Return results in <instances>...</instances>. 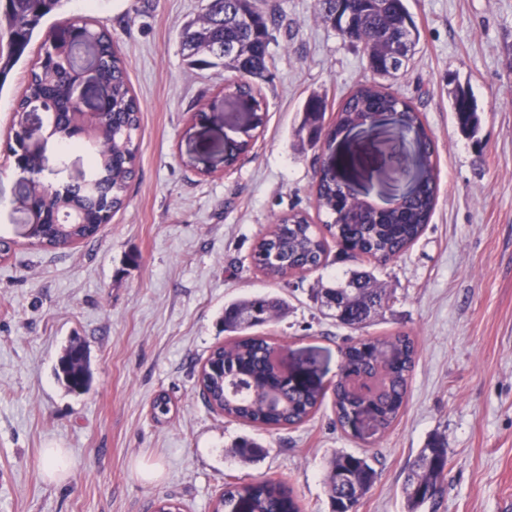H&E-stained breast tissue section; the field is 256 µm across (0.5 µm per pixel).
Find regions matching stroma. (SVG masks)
Listing matches in <instances>:
<instances>
[{
  "label": "stroma",
  "instance_id": "stroma-1",
  "mask_svg": "<svg viewBox=\"0 0 512 512\" xmlns=\"http://www.w3.org/2000/svg\"><path fill=\"white\" fill-rule=\"evenodd\" d=\"M281 15L273 77L254 98L227 96L223 68L188 66L179 40L202 0H69V15L112 32L141 105L128 200L92 239L44 249L14 208L23 175L8 154L15 104L43 52L42 34L0 88V512H213L225 483L285 481L305 512H331L325 477L332 457H367L377 479L358 512H408L410 463L434 438L448 444L445 491L420 512H512V0H406L419 31L397 77L378 78L362 46L316 15V0H256ZM381 82L414 107L435 153L439 191L418 241L383 265L331 246L324 267L273 280L250 255L275 215L329 216L316 208L324 158L296 130L305 99H325L326 122L357 86ZM469 85L481 126L465 136L449 92ZM260 102L261 127L252 125ZM250 140L226 168L227 151ZM402 160L382 168L378 152ZM337 163L355 194L384 206L422 171L414 133L385 114L349 131ZM44 175L63 185L88 169L87 155L54 142ZM371 272L387 300L366 325H339L320 295L353 272ZM284 299L285 315L260 328L292 368L331 389L341 352L358 338L408 333L418 345L406 404L382 437L361 440L336 421L331 401L299 426L265 431L224 417L205 401L198 373L232 340L226 303ZM87 350L93 382L70 392L56 369L70 343ZM165 398L169 412L154 410ZM250 437L264 453L234 454ZM63 448L61 481L41 475L42 452ZM154 470L155 479L141 477Z\"/></svg>",
  "mask_w": 512,
  "mask_h": 512
}]
</instances>
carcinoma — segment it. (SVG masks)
Segmentation results:
<instances>
[{
  "label": "carcinoma",
  "mask_w": 512,
  "mask_h": 512,
  "mask_svg": "<svg viewBox=\"0 0 512 512\" xmlns=\"http://www.w3.org/2000/svg\"><path fill=\"white\" fill-rule=\"evenodd\" d=\"M68 2L0 0V25H5L9 37L8 52L0 53V86L47 16L62 17L72 30L66 54L42 56L32 68L16 105L13 144L9 145L17 167L33 175L26 201L42 218L40 227L33 232V243L54 249L95 237L101 224L124 206L136 176L135 139L141 128L140 105L129 88L125 63L114 50L111 32L104 24L93 27L66 16ZM317 6L324 23L349 42L363 46L370 69L379 76L404 68L420 40L403 0H317ZM279 21L276 8L265 12L256 8L252 0H206L201 15L183 28V50L193 67H222L241 75L243 80L229 84L228 88L237 95L251 97L256 83L268 77L273 60L272 28ZM89 61L94 63L98 80L108 92L96 124L98 147L91 157L96 182L64 195L45 194L41 191L37 158L19 148L24 113L35 103L44 104L63 137L64 147L80 145L81 137L71 119L72 89ZM452 108L460 130L467 135L475 133L480 115L469 88H455ZM397 110L404 125L420 137L429 138L419 113L397 94L377 85H361L352 91L338 108L336 127L331 129L324 126L323 101L317 96L310 97L303 108L302 129L310 143H321L331 151L336 135L350 126L363 124L369 113ZM425 176L416 196L395 210L378 212L349 199L331 161H325L315 192L319 207L332 220L319 225L310 222L301 211L280 215L256 243L252 252L254 267L272 278L288 277L295 270H314L323 265L332 242L345 245L344 253L350 249L356 257L378 262L402 255L420 238L436 205V180L429 169ZM328 294L336 303V320L351 328L365 324L370 318L369 309L381 305L386 298L372 273L366 271L354 274L346 283L328 290ZM284 307L283 300L268 297L227 304L224 330L239 337L212 350L199 377L210 405L227 417L260 429L300 425L318 410L324 398L319 388L284 391L270 360L273 344L264 336L244 335L270 322ZM416 354L414 339L404 332L370 338L361 346L347 344L332 388L340 426H345L350 414L360 406L349 389L350 375H372L380 369L385 377L384 387L368 399V407L376 422L375 433L391 429L401 416ZM58 376L72 391L89 388L91 374L83 346L73 345L66 350ZM261 452L252 440L241 439L236 443V454L243 459L256 458ZM447 467L448 448L444 445L433 443L421 449L408 468L403 485L408 512L438 503L444 492ZM375 475L364 457L350 453L334 457L326 476L332 512H356ZM241 502L248 505L249 512H301L297 497L284 482L273 479L225 485L214 512H238Z\"/></svg>",
  "instance_id": "1"
}]
</instances>
